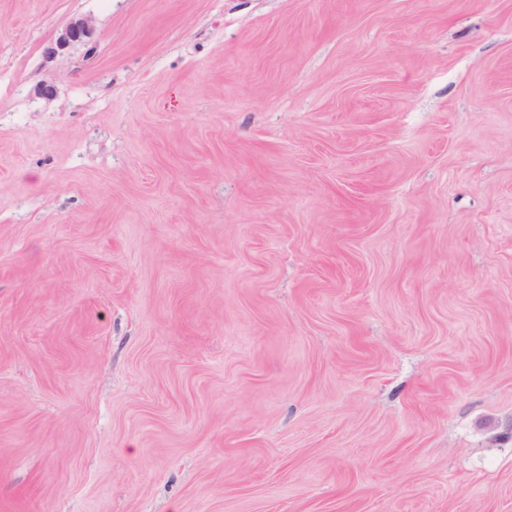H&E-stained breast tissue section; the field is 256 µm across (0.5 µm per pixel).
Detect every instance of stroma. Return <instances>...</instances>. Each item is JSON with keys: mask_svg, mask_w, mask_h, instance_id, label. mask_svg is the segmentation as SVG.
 Wrapping results in <instances>:
<instances>
[{"mask_svg": "<svg viewBox=\"0 0 512 512\" xmlns=\"http://www.w3.org/2000/svg\"><path fill=\"white\" fill-rule=\"evenodd\" d=\"M0 512H512V0H0ZM94 30V21L91 17L85 16L72 19L57 33L53 43L47 48V54L50 57L64 54L76 43L89 46L87 52H93L95 48L92 40Z\"/></svg>", "mask_w": 512, "mask_h": 512, "instance_id": "stroma-1", "label": "stroma"}]
</instances>
